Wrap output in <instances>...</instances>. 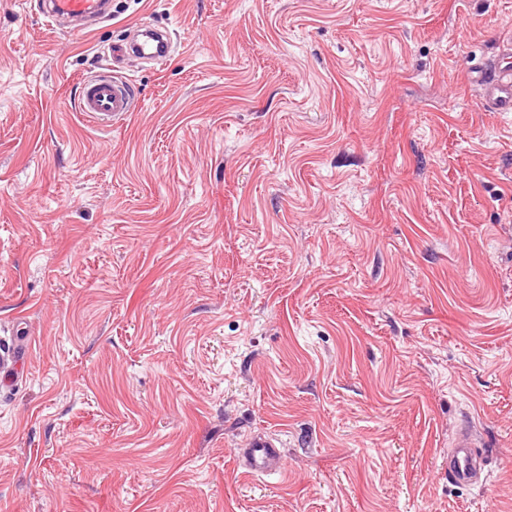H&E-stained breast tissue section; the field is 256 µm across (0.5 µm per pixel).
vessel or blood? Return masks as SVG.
<instances>
[{
  "label": "vessel or blood",
  "mask_w": 512,
  "mask_h": 512,
  "mask_svg": "<svg viewBox=\"0 0 512 512\" xmlns=\"http://www.w3.org/2000/svg\"><path fill=\"white\" fill-rule=\"evenodd\" d=\"M108 0H42V15L54 24H66L70 31H84L86 20L106 16ZM131 48L148 58L170 56L173 46L166 33L144 29L138 32ZM479 93L491 112H512V70L491 63L484 67L477 81ZM136 108L130 83L118 76L101 73L84 80L79 103L81 112L99 127L111 126L113 119ZM236 466L245 473L276 472L283 466L276 441L256 436L246 447L234 453ZM486 468L471 429H462L448 454V479L457 485L475 483Z\"/></svg>",
  "instance_id": "obj_1"
}]
</instances>
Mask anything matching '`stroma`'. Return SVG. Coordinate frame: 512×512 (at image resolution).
<instances>
[{"label": "stroma", "mask_w": 512, "mask_h": 512, "mask_svg": "<svg viewBox=\"0 0 512 512\" xmlns=\"http://www.w3.org/2000/svg\"><path fill=\"white\" fill-rule=\"evenodd\" d=\"M37 4L0 0V512H512V112L469 81L512 0ZM145 26L172 57L120 54ZM107 0H42L41 15L57 27L64 23L67 30L83 32L88 26L82 22L95 17H109ZM82 85L79 110L101 128L112 126V119L123 117L136 108L132 86L112 72L91 76ZM479 448L473 431L463 428L448 453V480L457 485H472L486 468L484 456L478 452ZM278 448L281 447L273 439L256 436L246 444V448H238L234 452V461L247 474L281 472L283 458Z\"/></svg>", "instance_id": "stroma-1"}]
</instances>
